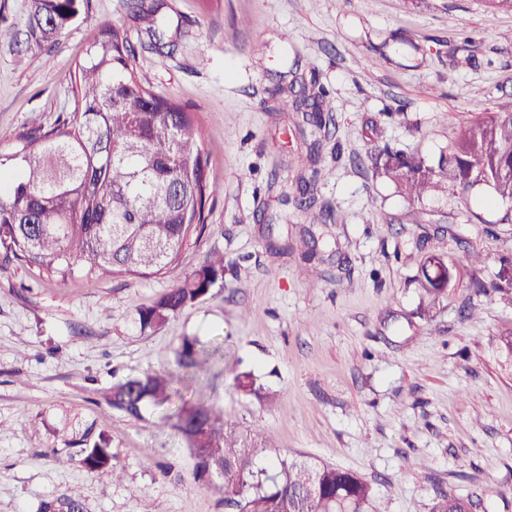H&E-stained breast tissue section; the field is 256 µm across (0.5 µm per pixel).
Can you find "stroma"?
Masks as SVG:
<instances>
[{"mask_svg": "<svg viewBox=\"0 0 512 512\" xmlns=\"http://www.w3.org/2000/svg\"><path fill=\"white\" fill-rule=\"evenodd\" d=\"M147 2L174 28L169 45L150 42L127 0H90L88 19L45 46L0 44V131L48 126L73 111L100 25H122L141 79L200 120L216 186L207 229L163 276L61 280L0 256V512L61 496L83 512H227L221 480L193 481L163 409L136 419L108 403L118 381L167 369L187 336L225 350L201 381L224 419L264 430L254 467L302 455L353 470L381 512H430L440 489L512 512V294L478 289L512 259V202L478 185L412 203L370 162L386 142L437 160L512 96V12L484 0ZM313 75L333 111L327 134L291 110V82ZM316 140L330 219L296 203ZM468 251L482 262L462 263ZM213 252L222 284L142 328L139 310ZM430 255L454 266L432 306ZM237 368L273 404L235 392ZM101 436L120 480L75 460L79 441Z\"/></svg>", "mask_w": 512, "mask_h": 512, "instance_id": "35a3bbf8", "label": "stroma"}]
</instances>
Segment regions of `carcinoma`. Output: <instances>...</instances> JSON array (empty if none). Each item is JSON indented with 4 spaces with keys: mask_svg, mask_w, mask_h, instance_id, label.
<instances>
[{
    "mask_svg": "<svg viewBox=\"0 0 512 512\" xmlns=\"http://www.w3.org/2000/svg\"><path fill=\"white\" fill-rule=\"evenodd\" d=\"M129 11L150 37L164 40L167 28L146 0H128ZM88 9V0H31L27 42L54 41ZM292 110L317 127L326 126V90L311 76ZM202 128L193 113L152 92L140 79L135 52L122 27L102 25L78 65L74 111L49 128L15 135L0 154V249L5 259L38 265L66 277L73 267L92 280L148 278L176 268L179 255L206 226V202L216 192L207 173ZM377 172L415 202L453 185L465 193L477 184L512 202V100L461 133L452 152L437 164L421 155L385 146L372 157ZM314 172L299 182V207L316 203ZM430 302L443 293L453 267L431 255L423 266ZM224 277V256L210 258L186 274L152 306L140 311L143 328H162L186 305L207 295ZM207 362L196 341L185 339L174 354V370L150 372L112 388L113 409L134 418L148 404L180 400L169 416L194 459L193 478L208 482L224 465V506L229 512H378L375 490L361 474L312 459L279 458L253 469L252 448L239 446L236 424L224 420L200 397L184 396L180 374ZM236 390L270 403L272 398L247 371L233 378ZM89 472L120 478L108 440L79 451ZM471 496L436 492L431 512H474Z\"/></svg>",
    "mask_w": 512,
    "mask_h": 512,
    "instance_id": "carcinoma-1",
    "label": "carcinoma"
}]
</instances>
